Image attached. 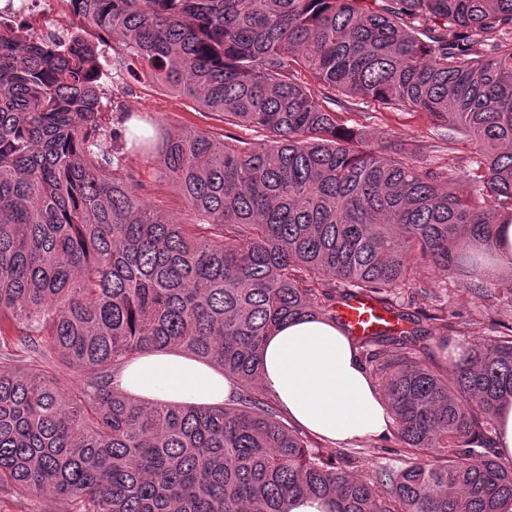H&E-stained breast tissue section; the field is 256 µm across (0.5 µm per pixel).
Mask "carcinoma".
Instances as JSON below:
<instances>
[{
    "label": "carcinoma",
    "instance_id": "carcinoma-1",
    "mask_svg": "<svg viewBox=\"0 0 512 512\" xmlns=\"http://www.w3.org/2000/svg\"><path fill=\"white\" fill-rule=\"evenodd\" d=\"M73 2L81 25L63 43L0 23V347L81 379L63 390L3 353L0 486L65 512H290L299 496L329 512H512V464L494 448L512 325L484 345L393 297L431 295L432 273L476 300L492 272L512 292V259L493 250L512 224V0ZM100 33L144 76L265 138L173 134L123 112L118 147ZM360 101L425 114L448 158L368 139L336 112ZM128 153L155 163L185 221L144 197ZM351 293L398 321L356 339L406 458L375 479L316 451L260 383L267 336L294 318L342 324ZM422 336L448 350L453 379L415 356ZM145 350L220 368L233 399L125 393L114 377Z\"/></svg>",
    "mask_w": 512,
    "mask_h": 512
}]
</instances>
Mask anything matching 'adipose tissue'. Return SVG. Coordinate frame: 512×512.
Returning <instances> with one entry per match:
<instances>
[{
	"label": "adipose tissue",
	"instance_id": "adipose-tissue-1",
	"mask_svg": "<svg viewBox=\"0 0 512 512\" xmlns=\"http://www.w3.org/2000/svg\"><path fill=\"white\" fill-rule=\"evenodd\" d=\"M118 384L149 401L220 406L232 392L223 372L176 351H147L122 366ZM261 384L303 429L333 442L388 435L386 402L351 340L329 320L296 318L270 336Z\"/></svg>",
	"mask_w": 512,
	"mask_h": 512
}]
</instances>
